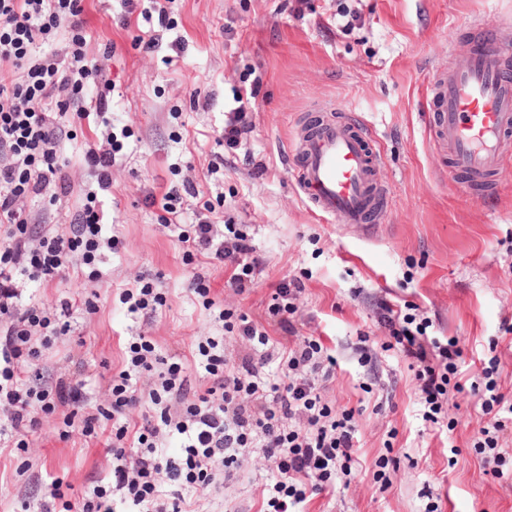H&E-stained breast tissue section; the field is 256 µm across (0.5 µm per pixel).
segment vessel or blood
I'll use <instances>...</instances> for the list:
<instances>
[{
	"label": "vessel or blood",
	"instance_id": "1",
	"mask_svg": "<svg viewBox=\"0 0 512 512\" xmlns=\"http://www.w3.org/2000/svg\"><path fill=\"white\" fill-rule=\"evenodd\" d=\"M512 46L500 28L484 27L482 38L456 67L430 84V141L448 152L455 171L468 177L467 189L483 198L499 194L512 174V70L506 60ZM360 117L322 122L314 132L298 129L289 163L314 213L339 224H352L373 236L371 213L382 211L388 189L378 178L381 156Z\"/></svg>",
	"mask_w": 512,
	"mask_h": 512
}]
</instances>
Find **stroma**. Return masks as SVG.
<instances>
[{
	"instance_id": "1",
	"label": "stroma",
	"mask_w": 512,
	"mask_h": 512,
	"mask_svg": "<svg viewBox=\"0 0 512 512\" xmlns=\"http://www.w3.org/2000/svg\"><path fill=\"white\" fill-rule=\"evenodd\" d=\"M343 6L361 16L344 33L336 29ZM120 10L119 0H91L86 19L88 53L112 48V125L133 131L100 195L127 248L106 260L110 285L99 310L74 311L59 355L86 353L110 374L120 360L117 338L132 327L116 293L140 274L168 296L148 329L161 354L189 353L207 334L210 317L184 288L182 254L148 202L169 184L193 181L199 201L240 225L266 262L257 288L242 296L225 289L223 269H209L218 297L261 322L276 286L300 278L299 332L324 337L337 360L322 395L353 411L359 463L350 486L318 495L310 512H423L430 500L441 512H512V453L502 476L484 467L472 443L486 418L471 393L448 405L454 430L426 423L407 361L378 352L372 373L356 350L365 335L384 342L381 302L413 305L432 335L458 339L465 361L499 357L498 380L512 399V186L488 201L449 190L451 159L425 132L429 76L466 57L478 23L501 24L512 40V0H175L177 26L149 53L135 45L137 25L115 24ZM252 73L262 77L252 131L230 153L224 105ZM334 105L371 126L382 156L392 202L371 238L312 214L286 164L294 126ZM388 451L397 463L384 489L373 464ZM104 455L103 445L60 438L43 424L25 455H0V512L37 502L52 477L84 494L102 477ZM24 460L29 470L20 477ZM268 476V463L256 460L204 491L202 512H248Z\"/></svg>"
}]
</instances>
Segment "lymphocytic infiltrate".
Segmentation results:
<instances>
[{
    "instance_id": "lymphocytic-infiltrate-1",
    "label": "lymphocytic infiltrate",
    "mask_w": 512,
    "mask_h": 512,
    "mask_svg": "<svg viewBox=\"0 0 512 512\" xmlns=\"http://www.w3.org/2000/svg\"><path fill=\"white\" fill-rule=\"evenodd\" d=\"M121 6L122 25L136 13L145 23L139 38L145 51L174 27L164 0L143 10L135 0ZM84 13V0H0V447L27 449L46 420L63 438L108 435L104 475L92 491L75 500L51 480L39 512H196L194 492L234 479L257 457L272 469L260 512H305L313 496L351 475L357 429L352 413H336L321 394L335 358L322 338L297 333L299 280L279 283L264 326L217 301L208 276L192 272L187 288L212 311L214 330L196 339L189 356L161 357L141 331L124 337L105 394L91 392L93 376L81 353L68 355L51 378L41 374L46 356L70 332L73 306L27 301L26 290L72 275L103 287V259L126 248L98 199L111 185L124 142L109 126L108 99L86 101V89L105 75L100 59L86 52ZM50 39L64 41L63 58L41 52ZM68 115L101 131L77 157L96 172L97 187L72 210L64 174L72 160L66 148L72 135L62 123ZM196 194L189 181L167 188L157 202L164 229L185 264L204 259L223 266L227 287L249 292L264 269L255 245L215 210L187 212L184 199ZM37 197L55 208L60 228L33 223L26 204ZM118 301L127 316L148 325L167 305L165 293L143 275L121 289ZM382 320L389 330L382 350L409 360L422 418L440 424L449 401L465 389L458 339L428 335L427 320L387 302ZM286 334L294 345L283 343ZM481 375L486 384L477 397L487 425L473 445L495 470L507 455L500 441L512 430V404L489 370ZM173 438L180 442L175 455L167 448Z\"/></svg>"
}]
</instances>
